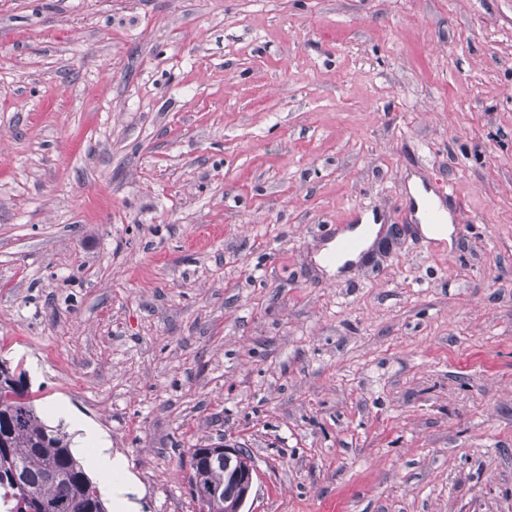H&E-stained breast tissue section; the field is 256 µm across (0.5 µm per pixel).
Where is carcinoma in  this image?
Listing matches in <instances>:
<instances>
[{"instance_id":"1","label":"carcinoma","mask_w":512,"mask_h":512,"mask_svg":"<svg viewBox=\"0 0 512 512\" xmlns=\"http://www.w3.org/2000/svg\"><path fill=\"white\" fill-rule=\"evenodd\" d=\"M25 383V373L0 361V505L5 512H107L100 489L72 454L71 436L48 425L26 397L3 395ZM208 448L190 449L189 492L210 512H240L238 499L215 498L224 469L204 463Z\"/></svg>"}]
</instances>
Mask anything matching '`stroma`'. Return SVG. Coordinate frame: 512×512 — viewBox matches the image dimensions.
I'll use <instances>...</instances> for the list:
<instances>
[{
  "label": "stroma",
  "mask_w": 512,
  "mask_h": 512,
  "mask_svg": "<svg viewBox=\"0 0 512 512\" xmlns=\"http://www.w3.org/2000/svg\"><path fill=\"white\" fill-rule=\"evenodd\" d=\"M1 359L141 512L227 444L243 512H512V0H0ZM54 413L63 417L76 433L75 449L84 453L89 467L105 479L104 489L112 501L113 512H140L134 498L135 479L125 455L110 448L100 431L75 415L67 405L55 403Z\"/></svg>",
  "instance_id": "stroma-1"
}]
</instances>
